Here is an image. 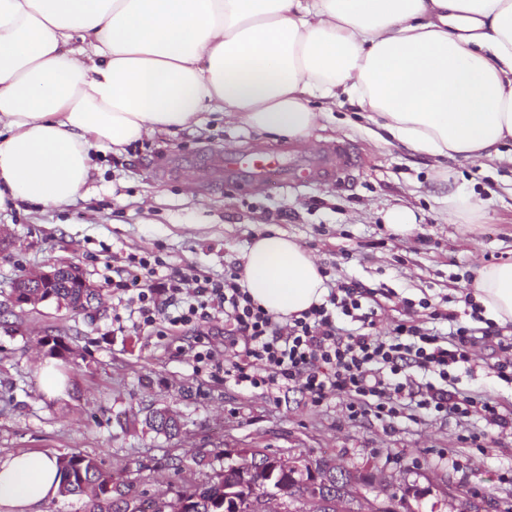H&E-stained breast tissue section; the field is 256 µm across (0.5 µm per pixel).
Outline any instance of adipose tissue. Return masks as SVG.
I'll list each match as a JSON object with an SVG mask.
<instances>
[{
  "label": "adipose tissue",
  "instance_id": "1",
  "mask_svg": "<svg viewBox=\"0 0 512 512\" xmlns=\"http://www.w3.org/2000/svg\"><path fill=\"white\" fill-rule=\"evenodd\" d=\"M344 98L375 142L498 158L512 142V0H0V210L67 206L93 150L205 113L306 139L313 101ZM239 283L283 320L327 294L275 229L246 247ZM473 294L512 324V263L481 268ZM59 485L45 453L0 458V512H43Z\"/></svg>",
  "mask_w": 512,
  "mask_h": 512
}]
</instances>
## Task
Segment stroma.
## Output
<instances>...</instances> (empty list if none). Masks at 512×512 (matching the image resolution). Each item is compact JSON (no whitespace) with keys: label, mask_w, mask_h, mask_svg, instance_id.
Here are the masks:
<instances>
[{"label":"stroma","mask_w":512,"mask_h":512,"mask_svg":"<svg viewBox=\"0 0 512 512\" xmlns=\"http://www.w3.org/2000/svg\"><path fill=\"white\" fill-rule=\"evenodd\" d=\"M360 121L355 107L343 105L311 142L298 144L342 141L356 149L360 168L338 180L288 190L225 186L209 163L226 142L238 152L293 143L211 118L119 155L94 151L86 189L68 206L1 210L0 458L80 453L156 496L201 480L226 456L259 450L285 460L329 458L372 474L373 486L353 487V512H368L379 492L396 496L397 512H462L468 501L480 512H512V432L476 443L473 435L487 428L482 420L406 417L387 432L374 419H350L338 397L320 407L296 390L269 400L197 360L193 329L136 326L133 304L112 288L114 270L131 254L159 259L164 274L192 268L223 276L251 238L273 226L303 244L327 282L382 289V324L426 320L432 307L468 320L465 288L483 266L512 262V164L435 159L395 141L379 146L356 131ZM456 189L477 193L485 216L442 211L436 197ZM397 205L416 215L405 235L382 219ZM70 263L100 290L93 310L53 301L12 306L21 276ZM47 335L68 338L74 354L48 355L39 345ZM496 359L491 347L477 348L458 386L491 394L512 411V384L497 378ZM46 363L66 381L60 395L43 389ZM158 409L181 421L179 437L146 427ZM175 458L182 469L172 468Z\"/></svg>","instance_id":"35a3bbf8"}]
</instances>
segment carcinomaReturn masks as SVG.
<instances>
[{
    "label": "carcinoma",
    "instance_id": "obj_1",
    "mask_svg": "<svg viewBox=\"0 0 512 512\" xmlns=\"http://www.w3.org/2000/svg\"><path fill=\"white\" fill-rule=\"evenodd\" d=\"M57 464L59 495L82 497L83 512H264L266 497L281 499L282 512H300L295 503L307 497L327 503L321 512H350L349 487L373 482L372 475L354 473L333 460L283 465L264 453L242 451L204 483L172 488L167 501L136 493L133 482L112 475L93 458L71 454Z\"/></svg>",
    "mask_w": 512,
    "mask_h": 512
}]
</instances>
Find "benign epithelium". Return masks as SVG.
<instances>
[{
    "mask_svg": "<svg viewBox=\"0 0 512 512\" xmlns=\"http://www.w3.org/2000/svg\"><path fill=\"white\" fill-rule=\"evenodd\" d=\"M65 270L75 280L76 287L82 289V294L78 301H73L69 296H57L51 291V288L55 287L60 276L61 269L57 268L51 271L34 272L15 281L11 293L14 304L37 305L54 299L58 304H64L70 309L86 307L87 301L91 300L93 295L97 293V290L86 281L77 266L69 265L65 267Z\"/></svg>",
    "mask_w": 512,
    "mask_h": 512,
    "instance_id": "1",
    "label": "benign epithelium"
}]
</instances>
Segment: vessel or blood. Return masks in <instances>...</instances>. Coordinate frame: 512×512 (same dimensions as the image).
I'll return each instance as SVG.
<instances>
[{"mask_svg":"<svg viewBox=\"0 0 512 512\" xmlns=\"http://www.w3.org/2000/svg\"><path fill=\"white\" fill-rule=\"evenodd\" d=\"M357 163L355 151L341 141L314 152L289 149L287 162H279L262 148H255L249 156L225 153L217 164L224 172L225 185L277 182L288 187L297 183L326 182L339 173L350 171Z\"/></svg>","mask_w":512,"mask_h":512,"instance_id":"obj_1","label":"vessel or blood"}]
</instances>
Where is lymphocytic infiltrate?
Wrapping results in <instances>:
<instances>
[{
	"mask_svg": "<svg viewBox=\"0 0 512 512\" xmlns=\"http://www.w3.org/2000/svg\"><path fill=\"white\" fill-rule=\"evenodd\" d=\"M237 279L234 271L221 278L194 271L162 276L148 257L132 254L114 286L130 292L146 324L191 325L202 337L212 319L223 317L224 344L208 349L207 357L236 384L270 392L295 388L317 406L336 395L351 419L371 416L389 428L410 410L512 429V417L492 395L457 389V373L469 370L480 339L451 314H429L449 322L445 333L414 320L380 332L375 291L353 282L281 321L256 306ZM346 317L360 322V330L340 327Z\"/></svg>",
	"mask_w": 512,
	"mask_h": 512,
	"instance_id": "lymphocytic-infiltrate-1",
	"label": "lymphocytic infiltrate"
}]
</instances>
